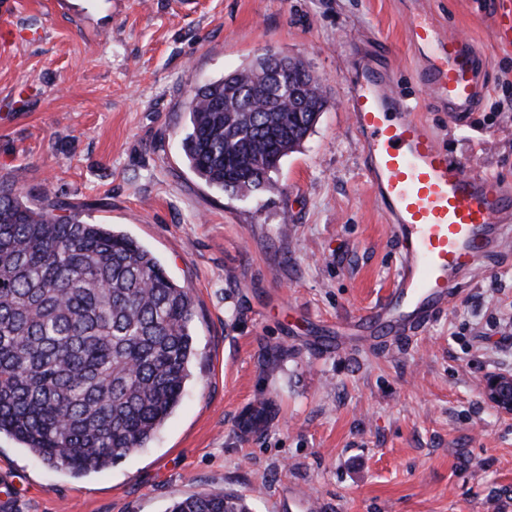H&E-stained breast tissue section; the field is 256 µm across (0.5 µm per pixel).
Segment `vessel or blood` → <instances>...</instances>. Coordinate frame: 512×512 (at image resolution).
Wrapping results in <instances>:
<instances>
[{"label":"vessel or blood","instance_id":"obj_1","mask_svg":"<svg viewBox=\"0 0 512 512\" xmlns=\"http://www.w3.org/2000/svg\"><path fill=\"white\" fill-rule=\"evenodd\" d=\"M419 50L418 79L428 101L464 118L478 97L482 63L468 41L410 18ZM348 105L362 144L373 198L390 224L398 269L385 303L338 327L336 345L370 341L373 331L399 336L447 308L452 290L473 277L483 258L512 245V190L465 171L441 148L426 119L393 88L380 58L367 60L349 83Z\"/></svg>","mask_w":512,"mask_h":512}]
</instances>
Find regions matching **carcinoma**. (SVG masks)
Instances as JSON below:
<instances>
[{
    "mask_svg": "<svg viewBox=\"0 0 512 512\" xmlns=\"http://www.w3.org/2000/svg\"><path fill=\"white\" fill-rule=\"evenodd\" d=\"M326 105L312 73L280 83L251 64L189 91L182 149L214 188L272 191L273 158L298 149ZM195 316L189 288L131 236L48 192L30 205L0 188V434L45 467L82 474L145 447L181 402ZM272 414L261 401L242 427ZM169 512L251 510L241 495L202 493Z\"/></svg>",
    "mask_w": 512,
    "mask_h": 512,
    "instance_id": "1",
    "label": "carcinoma"
}]
</instances>
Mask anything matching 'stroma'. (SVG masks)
<instances>
[{
    "instance_id": "35a3bbf8",
    "label": "stroma",
    "mask_w": 512,
    "mask_h": 512,
    "mask_svg": "<svg viewBox=\"0 0 512 512\" xmlns=\"http://www.w3.org/2000/svg\"><path fill=\"white\" fill-rule=\"evenodd\" d=\"M497 0H0V186L44 191L151 251L196 299L183 398L100 471L39 463L0 435V512H168L235 492L252 512H512V417L479 380L512 372V251L419 331L340 353L322 337L382 302L398 250L346 104L363 52L466 170L512 184V45ZM469 39L485 93L466 127L426 103L410 14ZM320 77L327 107L272 193L231 196L188 166L185 101L267 51ZM275 418L244 431L259 401Z\"/></svg>"
}]
</instances>
